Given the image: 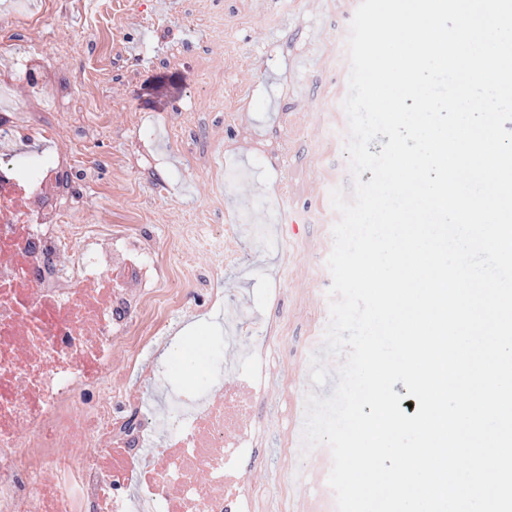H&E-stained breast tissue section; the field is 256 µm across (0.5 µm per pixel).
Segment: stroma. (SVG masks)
<instances>
[{
    "label": "stroma",
    "mask_w": 512,
    "mask_h": 512,
    "mask_svg": "<svg viewBox=\"0 0 512 512\" xmlns=\"http://www.w3.org/2000/svg\"><path fill=\"white\" fill-rule=\"evenodd\" d=\"M359 0H0V16L54 6L32 32L50 53L69 149L111 168L76 175L91 229L146 227L167 264L190 224L224 227V312L250 320L273 393L260 410L259 512H304L305 474L282 452L302 441L305 398L338 381L310 378L309 347L329 319L330 192L351 190L344 153L349 25ZM252 111H245L248 101ZM252 169V214L227 223L239 189L232 163ZM288 210L279 250L251 230L264 204Z\"/></svg>",
    "instance_id": "35a3bbf8"
}]
</instances>
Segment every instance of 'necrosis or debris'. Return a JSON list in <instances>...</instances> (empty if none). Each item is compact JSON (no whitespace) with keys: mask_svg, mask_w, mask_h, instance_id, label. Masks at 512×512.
I'll list each match as a JSON object with an SVG mask.
<instances>
[{"mask_svg":"<svg viewBox=\"0 0 512 512\" xmlns=\"http://www.w3.org/2000/svg\"><path fill=\"white\" fill-rule=\"evenodd\" d=\"M6 24L2 56L48 16ZM16 56L31 98L55 103L44 54ZM12 91L0 83V512H254L241 462L258 446L254 407L269 387L253 349L231 386L215 369L221 335L205 348L177 337L168 367L143 361L180 298L162 275L144 284L154 258L140 226L80 223L78 159L50 152L60 129L18 111ZM185 246L209 254L192 307L205 334L224 308V235L193 224Z\"/></svg>","mask_w":512,"mask_h":512,"instance_id":"obj_1","label":"necrosis or debris"}]
</instances>
